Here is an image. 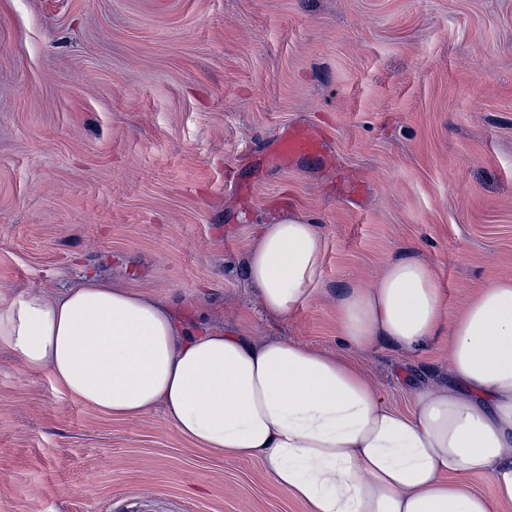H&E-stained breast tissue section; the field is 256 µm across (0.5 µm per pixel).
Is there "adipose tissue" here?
<instances>
[{
    "instance_id": "adipose-tissue-1",
    "label": "adipose tissue",
    "mask_w": 512,
    "mask_h": 512,
    "mask_svg": "<svg viewBox=\"0 0 512 512\" xmlns=\"http://www.w3.org/2000/svg\"><path fill=\"white\" fill-rule=\"evenodd\" d=\"M313 219L259 225L244 264L267 316L284 319L321 277ZM341 343L404 352L448 332L453 385L411 412L384 404L344 355L220 329L195 333L166 306L86 278L55 297L0 295V348L73 399L137 419L163 406L174 429L221 455L258 460L309 512H501L512 507V280L446 317L431 269L410 256L374 287L336 291ZM473 475L488 477L487 488Z\"/></svg>"
}]
</instances>
